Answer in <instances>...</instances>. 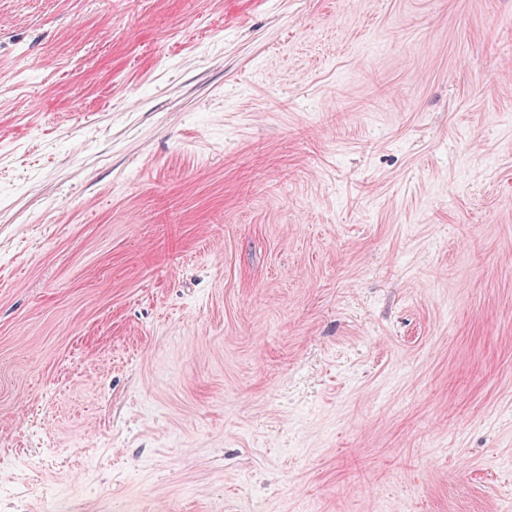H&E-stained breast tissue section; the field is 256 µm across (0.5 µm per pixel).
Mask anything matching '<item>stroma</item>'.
<instances>
[{
	"mask_svg": "<svg viewBox=\"0 0 512 512\" xmlns=\"http://www.w3.org/2000/svg\"><path fill=\"white\" fill-rule=\"evenodd\" d=\"M0 512H512V0H0Z\"/></svg>",
	"mask_w": 512,
	"mask_h": 512,
	"instance_id": "1",
	"label": "stroma"
}]
</instances>
